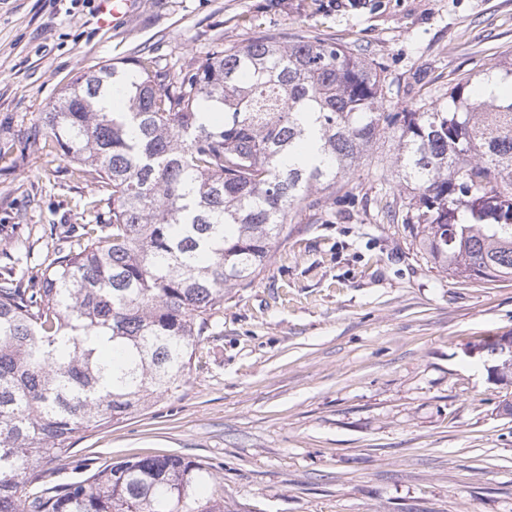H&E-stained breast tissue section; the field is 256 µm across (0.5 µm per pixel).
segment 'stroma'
<instances>
[{"mask_svg":"<svg viewBox=\"0 0 512 512\" xmlns=\"http://www.w3.org/2000/svg\"><path fill=\"white\" fill-rule=\"evenodd\" d=\"M99 0H0V266L36 271L48 226L80 223L69 160L22 131L81 72L140 50L161 68L269 31L330 38L382 70L387 112L443 102L454 79L512 62V0H142L116 26ZM396 140L381 137L332 223L288 227L251 284L226 290L179 393L86 433L45 481L180 455L201 499L240 512H512V417L468 346L512 333V280L439 272L385 204Z\"/></svg>","mask_w":512,"mask_h":512,"instance_id":"stroma-1","label":"stroma"}]
</instances>
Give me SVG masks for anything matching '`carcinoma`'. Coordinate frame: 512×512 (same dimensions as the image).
Segmentation results:
<instances>
[{
	"instance_id": "carcinoma-1",
	"label": "carcinoma",
	"mask_w": 512,
	"mask_h": 512,
	"mask_svg": "<svg viewBox=\"0 0 512 512\" xmlns=\"http://www.w3.org/2000/svg\"><path fill=\"white\" fill-rule=\"evenodd\" d=\"M491 82L512 88V65L457 79L446 105L383 112L375 64L270 33L217 43L173 77L145 52L78 75L24 146L76 164L94 190L84 223L50 229L28 280L0 271V512H235L199 502L209 472L179 455L56 485L37 474L74 438L175 395L226 288L266 270L288 222L385 134L402 188L391 207L419 250L464 283L512 278V94L480 96ZM114 90L118 110L101 105Z\"/></svg>"
}]
</instances>
